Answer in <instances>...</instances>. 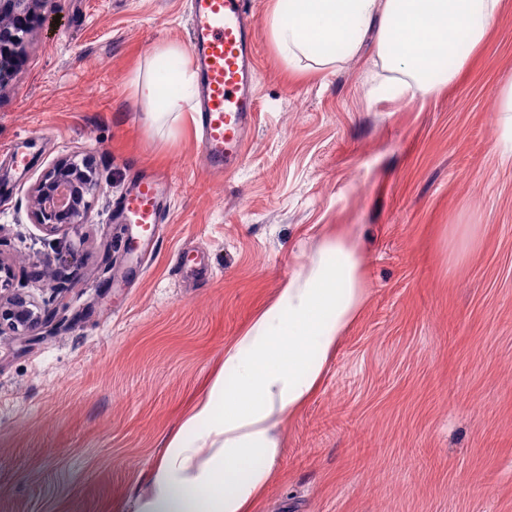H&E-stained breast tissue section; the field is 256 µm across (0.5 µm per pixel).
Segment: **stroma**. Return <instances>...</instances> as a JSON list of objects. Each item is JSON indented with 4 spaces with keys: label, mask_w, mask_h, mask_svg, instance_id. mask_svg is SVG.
<instances>
[{
    "label": "stroma",
    "mask_w": 512,
    "mask_h": 512,
    "mask_svg": "<svg viewBox=\"0 0 512 512\" xmlns=\"http://www.w3.org/2000/svg\"><path fill=\"white\" fill-rule=\"evenodd\" d=\"M503 2L469 67L410 101L370 94V39L335 69L288 65L273 0H252L259 112L225 178L208 171L195 107L155 123L131 86L158 46L187 49L188 0H61L34 27L0 90V257L54 315L0 335V512H139L225 344L336 224L364 256L368 297L288 422L256 512H512ZM73 152L105 190L91 223L49 235L30 190ZM140 167L171 192L138 257L112 211Z\"/></svg>",
    "instance_id": "35a3bbf8"
}]
</instances>
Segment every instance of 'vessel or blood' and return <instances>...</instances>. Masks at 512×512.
I'll return each mask as SVG.
<instances>
[{"label":"vessel or blood","instance_id":"vessel-or-blood-1","mask_svg":"<svg viewBox=\"0 0 512 512\" xmlns=\"http://www.w3.org/2000/svg\"><path fill=\"white\" fill-rule=\"evenodd\" d=\"M257 18L247 0H191L189 49L197 69L196 118L201 152L211 174L234 171L258 109ZM169 182L138 171L116 206V217L135 244L152 240L166 223L164 199Z\"/></svg>","mask_w":512,"mask_h":512}]
</instances>
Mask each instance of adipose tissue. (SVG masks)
I'll use <instances>...</instances> for the list:
<instances>
[{"label": "adipose tissue", "instance_id": "adipose-tissue-1", "mask_svg": "<svg viewBox=\"0 0 512 512\" xmlns=\"http://www.w3.org/2000/svg\"><path fill=\"white\" fill-rule=\"evenodd\" d=\"M502 0H276L272 38L309 69L356 57L373 36V68L389 93L416 99L453 82L499 18ZM177 46L158 48L135 93L159 121L194 84ZM367 296L364 262L347 231L323 239L318 261L289 279L240 336L224 367L170 436L140 512H254L276 475L285 427L317 393L330 357Z\"/></svg>", "mask_w": 512, "mask_h": 512}]
</instances>
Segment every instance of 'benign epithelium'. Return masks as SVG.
<instances>
[{
    "instance_id": "7a95c632",
    "label": "benign epithelium",
    "mask_w": 512,
    "mask_h": 512,
    "mask_svg": "<svg viewBox=\"0 0 512 512\" xmlns=\"http://www.w3.org/2000/svg\"><path fill=\"white\" fill-rule=\"evenodd\" d=\"M58 0H0V89L5 87L30 28L27 18L45 19L42 8ZM88 157L69 155L59 159L30 191V219L49 233L87 224L92 205L103 192L98 178L88 170ZM52 317L23 289L14 287L11 269L0 258V335L26 336Z\"/></svg>"
}]
</instances>
